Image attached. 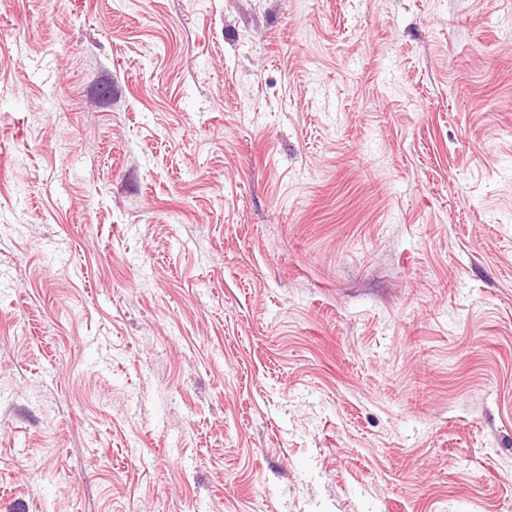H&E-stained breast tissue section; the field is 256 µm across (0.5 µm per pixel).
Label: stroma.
<instances>
[{
	"mask_svg": "<svg viewBox=\"0 0 512 512\" xmlns=\"http://www.w3.org/2000/svg\"><path fill=\"white\" fill-rule=\"evenodd\" d=\"M0 512H512V0H0Z\"/></svg>",
	"mask_w": 512,
	"mask_h": 512,
	"instance_id": "obj_1",
	"label": "stroma"
}]
</instances>
